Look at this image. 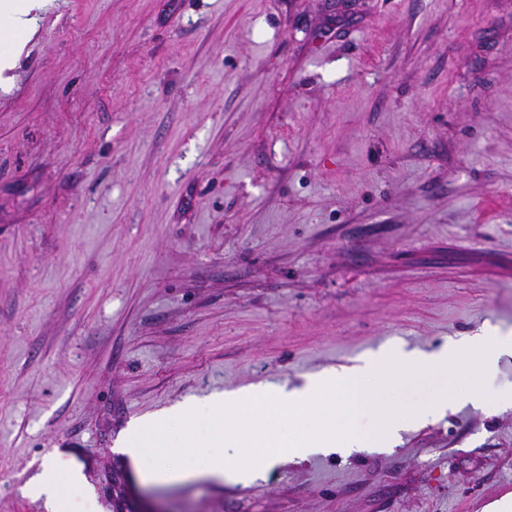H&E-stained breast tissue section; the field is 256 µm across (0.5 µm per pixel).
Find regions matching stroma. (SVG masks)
Returning a JSON list of instances; mask_svg holds the SVG:
<instances>
[{
	"mask_svg": "<svg viewBox=\"0 0 512 512\" xmlns=\"http://www.w3.org/2000/svg\"><path fill=\"white\" fill-rule=\"evenodd\" d=\"M0 90V512H485L512 405L160 482L177 405L512 336V0H44Z\"/></svg>",
	"mask_w": 512,
	"mask_h": 512,
	"instance_id": "stroma-1",
	"label": "stroma"
}]
</instances>
